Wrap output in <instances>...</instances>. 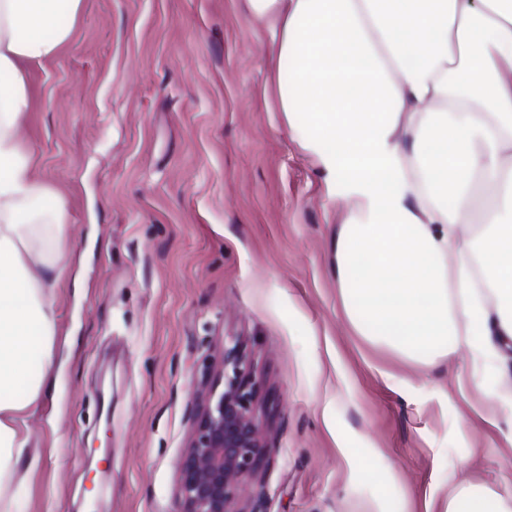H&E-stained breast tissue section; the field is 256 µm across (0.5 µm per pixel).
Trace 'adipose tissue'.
Here are the masks:
<instances>
[{"label":"adipose tissue","instance_id":"obj_1","mask_svg":"<svg viewBox=\"0 0 512 512\" xmlns=\"http://www.w3.org/2000/svg\"><path fill=\"white\" fill-rule=\"evenodd\" d=\"M82 6L0 0V512H24L40 463L30 422L49 391L30 367L55 363L53 290L71 258L66 200L36 178L23 120L33 70L70 42ZM247 6L271 36L280 111L304 114L323 166L356 190L336 239L354 329L430 366L465 343L489 386L512 373V0ZM442 512H512V497L463 485Z\"/></svg>","mask_w":512,"mask_h":512}]
</instances>
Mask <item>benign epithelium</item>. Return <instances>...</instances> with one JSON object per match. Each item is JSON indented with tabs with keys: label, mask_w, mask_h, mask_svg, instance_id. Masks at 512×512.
<instances>
[{
	"label": "benign epithelium",
	"mask_w": 512,
	"mask_h": 512,
	"mask_svg": "<svg viewBox=\"0 0 512 512\" xmlns=\"http://www.w3.org/2000/svg\"><path fill=\"white\" fill-rule=\"evenodd\" d=\"M203 404L179 466V512H232L239 480L267 464L253 414L257 380L238 345L224 350L220 379L203 375Z\"/></svg>",
	"instance_id": "benign-epithelium-1"
}]
</instances>
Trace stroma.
I'll list each match as a JSON object with an SVG mask.
<instances>
[{"instance_id": "35a3bbf8", "label": "stroma", "mask_w": 512, "mask_h": 512, "mask_svg": "<svg viewBox=\"0 0 512 512\" xmlns=\"http://www.w3.org/2000/svg\"><path fill=\"white\" fill-rule=\"evenodd\" d=\"M245 0H84L32 73L35 174L65 194L55 395L32 422L28 512H178L203 372L240 345L268 466L236 512H424L512 493V375L486 396L459 346L432 368L356 334L336 286L344 179L278 109ZM468 467H459V459ZM512 497L482 485H463L447 494L443 510L437 512H511Z\"/></svg>"}]
</instances>
